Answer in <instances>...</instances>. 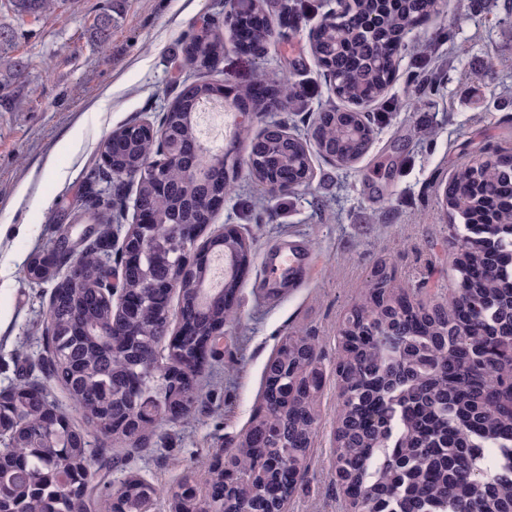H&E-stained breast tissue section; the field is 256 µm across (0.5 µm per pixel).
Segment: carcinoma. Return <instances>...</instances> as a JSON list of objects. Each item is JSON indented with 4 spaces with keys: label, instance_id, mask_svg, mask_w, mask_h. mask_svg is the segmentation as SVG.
<instances>
[{
    "label": "carcinoma",
    "instance_id": "obj_1",
    "mask_svg": "<svg viewBox=\"0 0 512 512\" xmlns=\"http://www.w3.org/2000/svg\"><path fill=\"white\" fill-rule=\"evenodd\" d=\"M265 0L238 13L227 23L247 35L241 45L261 59L274 38L261 11ZM57 0H13L8 9L22 17L53 11ZM336 26L320 24L309 35V47L337 99L352 109H320L311 127L319 153L350 168L370 149L372 135L385 114L397 107L384 99V111L367 114V104L383 99L393 82V61L406 49L405 31L422 26L439 13V0H341ZM112 16L98 17L89 37L105 43ZM15 34L0 21V86L24 81L26 65L12 55ZM383 46L384 54L377 53ZM224 57V33L203 21L185 46L180 70L196 76L183 82L162 117L187 162L199 160L201 142L195 115L205 104L224 100L227 87L200 74L214 70ZM296 70L258 69L255 82L234 91L239 111L262 114L273 110L302 112L306 92ZM123 125L100 144L106 173L137 179L135 205L154 213L159 234L179 224H209L213 217L205 201L235 190L237 159L233 151L205 155L211 169L204 181L191 177L184 164L161 167L163 185L143 175L145 161L159 153L157 137ZM249 140L245 161L258 185L273 176L296 187L309 185L312 158L306 139L265 127ZM468 186L464 203L458 188ZM442 204L453 225L456 257L450 268L454 294L448 305L430 306L393 285L385 263L370 272L355 309L338 326L340 354L336 361L342 408L336 426V466L343 471V494L354 499L359 512H512V155L496 161L470 159L445 183ZM85 211L100 224L99 236L77 261L91 267L109 254L112 225L125 219L115 199L84 202ZM461 223H456V220ZM219 249L249 263L253 241L233 230ZM57 265L54 253L38 255L25 276L48 278ZM211 259L201 256L192 275L179 266L126 264L125 286L135 292L151 279L179 285V324L189 336H175L168 362L159 361L160 325L167 320L170 297L147 295L144 308L128 325L129 336L107 344L103 336L116 321L112 305L100 296L97 280L54 287L44 329L52 355L46 374L67 390L74 407L92 424L125 419L132 414L127 394L131 374L148 366L166 375L176 353L193 354L210 345L217 324L235 321L225 296L235 293L239 280H224V295L208 304L198 302L195 284L210 277ZM322 361L316 337L294 330L283 337L265 367L264 408L255 418L225 469L237 473L232 484L216 474L207 497L223 512H240L249 504L261 512H279L309 471V451L318 429L316 403L322 379L313 370ZM199 369L183 374L172 405L186 415L199 395ZM31 385L17 384L9 400L18 407L20 429L16 448L28 477L3 493V508L18 498L28 512H70L65 491L53 487L55 498L30 494L27 482L52 478L54 462L44 449L52 446L54 415L41 400L29 396ZM85 461L82 433L76 432L63 467L78 470ZM162 490L138 477H127L121 489L127 512H136L144 490Z\"/></svg>",
    "mask_w": 512,
    "mask_h": 512
}]
</instances>
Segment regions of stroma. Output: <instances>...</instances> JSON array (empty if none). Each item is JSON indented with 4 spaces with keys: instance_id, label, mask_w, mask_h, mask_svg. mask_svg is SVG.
<instances>
[{
    "instance_id": "obj_1",
    "label": "stroma",
    "mask_w": 512,
    "mask_h": 512,
    "mask_svg": "<svg viewBox=\"0 0 512 512\" xmlns=\"http://www.w3.org/2000/svg\"><path fill=\"white\" fill-rule=\"evenodd\" d=\"M227 0H59L39 19L12 18L15 55L28 63L25 87L0 92V390L19 376L45 388L55 405L92 446L97 484L89 512H109L113 482L134 474L174 488L192 475L199 488L213 476L215 456L238 448L262 406L264 369L283 336L312 331L323 355L319 429L310 470L288 502V512H343L333 473L334 430L341 408L335 373L337 328L356 305L375 264L390 263L397 287L430 305L448 302L454 248L439 185L465 160L512 151V0H447L440 14L412 34L387 98L404 100L410 77H430L433 95L415 109L389 113L366 156L345 169L317 156L308 187L277 199L263 197L239 171L215 227L233 224L253 240V257L231 305L235 322L200 370L201 394L190 418L163 421L138 449L112 451L109 441L72 406L66 391L43 369L44 314L55 282L25 279L37 253L55 250L61 234L78 239L73 221L86 197L122 190L134 200L136 180L114 187L102 177L98 146L129 122H160L179 91L182 47L204 17H223ZM297 5L289 14V5ZM329 0H269L265 13L295 35L274 40L267 55L242 51L224 35V58L212 77L227 86L251 84L258 67H297L305 84V112L266 113L252 120L261 131L273 120L306 133L319 105L334 96L308 45V31L330 9ZM112 33L101 46L89 30L102 14ZM421 41L432 49L414 54ZM294 240L311 253L304 281L272 289L266 252Z\"/></svg>"
}]
</instances>
